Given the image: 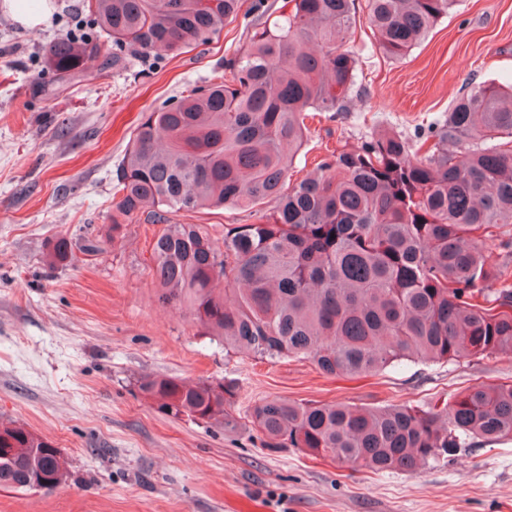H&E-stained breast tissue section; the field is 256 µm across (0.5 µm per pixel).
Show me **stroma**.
Here are the masks:
<instances>
[{
    "label": "stroma",
    "mask_w": 512,
    "mask_h": 512,
    "mask_svg": "<svg viewBox=\"0 0 512 512\" xmlns=\"http://www.w3.org/2000/svg\"><path fill=\"white\" fill-rule=\"evenodd\" d=\"M348 43L358 81L347 112L307 119L292 175L338 142L375 129L412 135L445 114L464 86L512 84V0H460L403 57L381 53L364 0ZM47 25L0 8V422L49 440L69 476L51 491L0 488V512H512V440L477 443L454 461L373 474L297 448L272 450L250 424L263 399L426 407L474 384L512 379V355L405 363L366 378L307 361L225 352L190 311L163 302L151 274L159 225L138 215L111 238L112 186L142 116L223 73L248 42L243 20L205 46L92 69L57 88L43 51L66 31L98 32L85 0H35ZM223 241L250 223L228 207L173 214ZM67 238L79 254L50 265ZM96 255L82 254L86 241ZM146 375L235 389L232 425L175 419L143 399Z\"/></svg>",
    "instance_id": "obj_1"
}]
</instances>
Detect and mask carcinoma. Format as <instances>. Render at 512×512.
Segmentation results:
<instances>
[{
    "mask_svg": "<svg viewBox=\"0 0 512 512\" xmlns=\"http://www.w3.org/2000/svg\"><path fill=\"white\" fill-rule=\"evenodd\" d=\"M355 0H286L264 20L253 0L246 48L218 81L145 114L115 173L112 236L145 212L165 224L152 273L224 351L307 360L361 377L404 361L512 354V86L474 87L448 114L406 136L373 131L291 183L308 110L345 112L358 59L346 47ZM380 51L400 57L456 0H366ZM241 0H88L112 58L87 37L61 38L45 68L66 84L96 59L161 58L208 43ZM225 206L254 222L224 229V246L167 214ZM500 251L489 262L485 246ZM53 264L75 260L56 240ZM141 396L173 418L231 423L234 391L208 380L145 376ZM266 448H299L371 472L412 471L477 441L512 438V381L474 385L421 409L265 399L250 414ZM12 453L0 487L60 484L66 461L47 439L0 423Z\"/></svg>",
    "mask_w": 512,
    "mask_h": 512,
    "instance_id": "obj_1",
    "label": "carcinoma"
}]
</instances>
